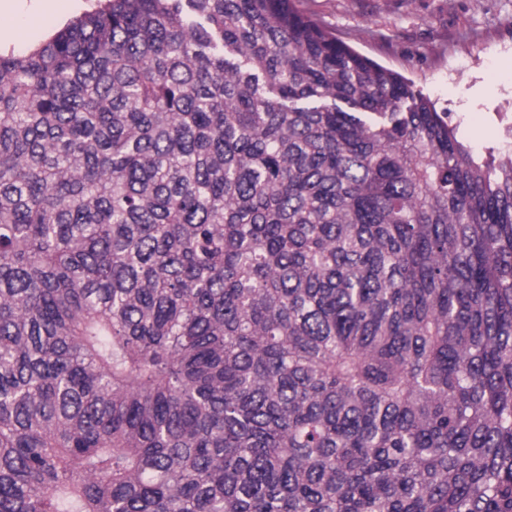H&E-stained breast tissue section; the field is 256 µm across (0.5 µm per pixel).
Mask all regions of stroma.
<instances>
[{"label":"stroma","instance_id":"obj_1","mask_svg":"<svg viewBox=\"0 0 512 512\" xmlns=\"http://www.w3.org/2000/svg\"><path fill=\"white\" fill-rule=\"evenodd\" d=\"M447 112L475 152L512 144V0H299Z\"/></svg>","mask_w":512,"mask_h":512}]
</instances>
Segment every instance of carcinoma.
I'll return each mask as SVG.
<instances>
[{"instance_id":"1","label":"carcinoma","mask_w":512,"mask_h":512,"mask_svg":"<svg viewBox=\"0 0 512 512\" xmlns=\"http://www.w3.org/2000/svg\"><path fill=\"white\" fill-rule=\"evenodd\" d=\"M0 512H512V149L296 0L0 52Z\"/></svg>"}]
</instances>
